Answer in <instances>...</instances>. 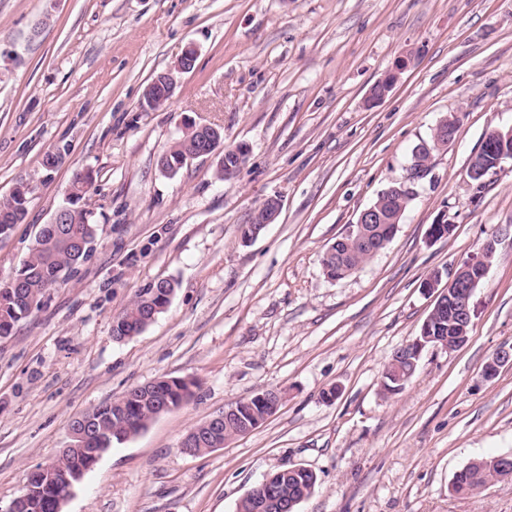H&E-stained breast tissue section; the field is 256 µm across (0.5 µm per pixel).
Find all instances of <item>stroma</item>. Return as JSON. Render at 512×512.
I'll return each mask as SVG.
<instances>
[{
    "mask_svg": "<svg viewBox=\"0 0 512 512\" xmlns=\"http://www.w3.org/2000/svg\"><path fill=\"white\" fill-rule=\"evenodd\" d=\"M189 47L195 65L167 106L142 111L146 86ZM449 115L455 138L414 182L392 241L328 280V247L406 181L413 148ZM191 122L248 146L235 177L217 179L213 157L160 170ZM494 128H512V0H0V199L17 180L32 188L0 240V280L74 173L96 176L88 260L0 339V507L64 448L73 418L180 377L193 397L114 445L63 512H236L265 474L297 465L317 477L298 512H512V480L449 491L473 459L512 455V366L482 373L512 345V161L484 187L469 177ZM56 148L64 160L45 171ZM271 197L276 223L242 241ZM434 224L453 230L433 240ZM491 238L468 342L426 348L403 391L383 395L385 364L433 307L426 279ZM160 279L178 283L167 308L113 339V320ZM269 389L283 400L260 427L180 452L191 428Z\"/></svg>",
    "mask_w": 512,
    "mask_h": 512,
    "instance_id": "obj_1",
    "label": "stroma"
}]
</instances>
